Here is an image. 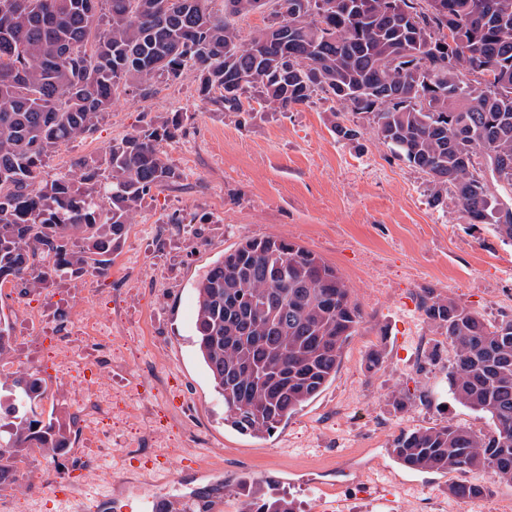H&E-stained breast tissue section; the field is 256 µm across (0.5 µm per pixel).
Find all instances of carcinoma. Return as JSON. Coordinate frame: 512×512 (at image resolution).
<instances>
[{"label": "carcinoma", "mask_w": 512, "mask_h": 512, "mask_svg": "<svg viewBox=\"0 0 512 512\" xmlns=\"http://www.w3.org/2000/svg\"><path fill=\"white\" fill-rule=\"evenodd\" d=\"M0 0V280L27 291L58 278L105 276L126 226L154 189L180 171L161 144L180 140L181 112L112 143L102 160L80 156L51 178L54 149L96 131L114 100L145 84L191 76L203 102L226 112L256 101L288 112L325 95L355 118L334 125L354 140L373 126L393 154L430 178L442 202L453 189L470 224L512 242V0ZM270 5L269 24L244 42L234 18ZM475 76L465 81L463 73ZM486 161L490 177L478 173ZM192 345L224 399V424L271 435L336 377L362 323L351 289L310 250L284 238L245 239L195 283ZM419 307L455 351L453 399L494 431L450 420L402 430L389 449L402 465L491 473L512 482V318L423 290ZM35 373L0 374V484L35 448L69 447L71 419L36 409ZM225 488L200 489L184 512H211ZM490 492L482 481L456 497ZM242 512H298L273 480L242 478Z\"/></svg>", "instance_id": "carcinoma-1"}]
</instances>
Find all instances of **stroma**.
Instances as JSON below:
<instances>
[{
	"instance_id": "1",
	"label": "stroma",
	"mask_w": 512,
	"mask_h": 512,
	"mask_svg": "<svg viewBox=\"0 0 512 512\" xmlns=\"http://www.w3.org/2000/svg\"><path fill=\"white\" fill-rule=\"evenodd\" d=\"M174 112L189 117L179 141L162 144L179 169L177 186L146 196L108 275L57 280L16 297L0 292V317L12 327L9 360L47 386L39 411L74 413L77 401L58 376L52 328L62 314L88 307L98 333L120 321L128 368L109 382L114 437L136 440L126 421L129 391L157 399L156 439L180 448L198 437L193 455L161 478L154 458L128 459L109 483H87L79 444L57 459L30 455L18 483L0 485L13 512H67L61 490L89 500L118 498L124 512H150L146 490L180 498L190 489L239 478H270L300 512H401L404 501H448V488L472 473L418 471L389 451L393 434L453 420L484 433L487 417L455 402L445 374L452 346L419 308L423 289L456 299L489 322L512 316V243L492 225L471 224L455 197L434 203L429 178L397 159L362 126L358 140L336 136L352 116L318 100L293 112H222L201 102L192 78L156 82L150 96L131 91L91 135L61 144L45 168L66 170L76 157L103 158L114 139ZM185 221L168 225L169 215ZM276 236L316 253L352 291L363 321L346 345L335 380L266 438L224 424V400L191 344L194 283L225 249L245 238ZM438 349L436 364L426 363ZM381 352L382 363L369 359ZM167 377L159 385L149 369ZM408 396L396 409L395 396Z\"/></svg>"
}]
</instances>
